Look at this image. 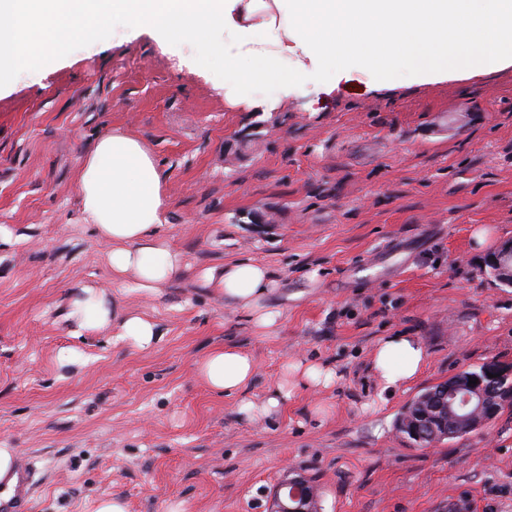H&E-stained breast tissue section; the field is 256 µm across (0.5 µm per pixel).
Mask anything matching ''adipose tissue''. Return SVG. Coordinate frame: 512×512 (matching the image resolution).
Returning <instances> with one entry per match:
<instances>
[{
	"mask_svg": "<svg viewBox=\"0 0 512 512\" xmlns=\"http://www.w3.org/2000/svg\"><path fill=\"white\" fill-rule=\"evenodd\" d=\"M110 19L153 29L169 45L223 29L224 96L248 107L258 104V91L282 95L313 77L336 88L338 64L347 59L372 69L382 88L404 73L431 81L512 59V0H0V40L7 43L0 67L15 74L36 70L50 51L76 36L92 40ZM78 191L84 222L109 246L112 270L129 291L154 294L181 276L182 257L167 243L158 164L137 138L119 129L100 137L81 165ZM203 280L256 329L276 325L280 313L267 304L276 283L266 266L240 258L207 269ZM65 317L78 332L109 331L141 348L157 336L155 323L123 313L90 286L72 299ZM425 360L417 337L396 335L377 343L372 367L383 390L397 391ZM196 369L212 392L242 395L241 412L263 416L275 414L290 391L326 387L336 378L329 367L292 363L275 391L256 403L243 396L257 366L241 348H214Z\"/></svg>",
	"mask_w": 512,
	"mask_h": 512,
	"instance_id": "adipose-tissue-1",
	"label": "adipose tissue"
}]
</instances>
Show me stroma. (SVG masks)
I'll list each match as a JSON object with an SVG mask.
<instances>
[{"instance_id":"stroma-1","label":"stroma","mask_w":512,"mask_h":512,"mask_svg":"<svg viewBox=\"0 0 512 512\" xmlns=\"http://www.w3.org/2000/svg\"><path fill=\"white\" fill-rule=\"evenodd\" d=\"M209 55L223 57V32L164 47L117 25L0 73V225L15 235L0 244V448L33 470L30 512L109 496L128 512H268L290 474L315 486L317 512H512V408L430 446L396 428L424 390L512 367V285L475 240L512 241V66L384 89L353 67L333 92L306 80L241 110ZM115 128L155 156L188 265L153 297L113 279L80 211L78 170ZM245 255L277 282L282 317L263 333L199 277ZM87 285L154 322L156 341L74 335L63 312ZM397 334L427 358L390 393L371 357ZM224 344L255 358L256 402L289 361L336 380L252 417L196 373ZM65 348L86 366H60Z\"/></svg>"}]
</instances>
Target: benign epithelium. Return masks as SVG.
Instances as JSON below:
<instances>
[{"label":"benign epithelium","instance_id":"7a95c632","mask_svg":"<svg viewBox=\"0 0 512 512\" xmlns=\"http://www.w3.org/2000/svg\"><path fill=\"white\" fill-rule=\"evenodd\" d=\"M497 280L504 284L512 282V242L503 244L497 254L490 259ZM478 379L477 384L469 385V379ZM512 394V369L500 365H488L482 370V377L464 374L451 377L443 382V394L438 405L433 408L436 415L423 416L410 424L408 431L425 446L454 436L448 429L447 421L438 412H443L457 420H465L479 428L486 422L485 411L489 406L486 393L487 384ZM303 477H292L282 481L274 490L270 512H311L314 492Z\"/></svg>","mask_w":512,"mask_h":512}]
</instances>
